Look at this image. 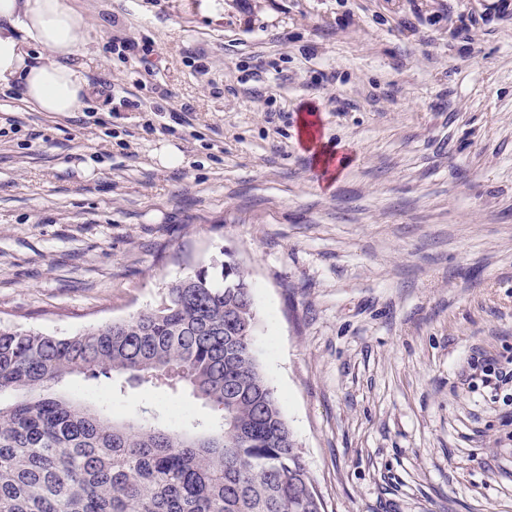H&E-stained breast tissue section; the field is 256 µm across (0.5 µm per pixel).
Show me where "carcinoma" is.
I'll list each match as a JSON object with an SVG mask.
<instances>
[{
    "instance_id": "carcinoma-1",
    "label": "carcinoma",
    "mask_w": 512,
    "mask_h": 512,
    "mask_svg": "<svg viewBox=\"0 0 512 512\" xmlns=\"http://www.w3.org/2000/svg\"><path fill=\"white\" fill-rule=\"evenodd\" d=\"M231 254L128 320L71 336L0 328V512H325L254 348ZM73 376L187 387L193 431L110 415L56 390Z\"/></svg>"
}]
</instances>
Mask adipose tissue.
I'll use <instances>...</instances> for the list:
<instances>
[{"label": "adipose tissue", "instance_id": "obj_1", "mask_svg": "<svg viewBox=\"0 0 512 512\" xmlns=\"http://www.w3.org/2000/svg\"><path fill=\"white\" fill-rule=\"evenodd\" d=\"M85 15L65 0H0V87L20 84L41 112L78 111L88 93L86 67L76 57ZM44 48L35 57L31 46Z\"/></svg>", "mask_w": 512, "mask_h": 512}]
</instances>
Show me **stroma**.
Masks as SVG:
<instances>
[{"instance_id": "obj_1", "label": "stroma", "mask_w": 512, "mask_h": 512, "mask_svg": "<svg viewBox=\"0 0 512 512\" xmlns=\"http://www.w3.org/2000/svg\"><path fill=\"white\" fill-rule=\"evenodd\" d=\"M68 2L90 18L80 111L0 92V326L108 325L231 251L326 512H512V401L467 383L512 358V15ZM116 32L136 54L113 52ZM258 68L275 98L253 93ZM118 88L146 111H114ZM311 110L321 142L349 148L329 182L301 140ZM60 389L166 426L213 415L181 389Z\"/></svg>"}]
</instances>
